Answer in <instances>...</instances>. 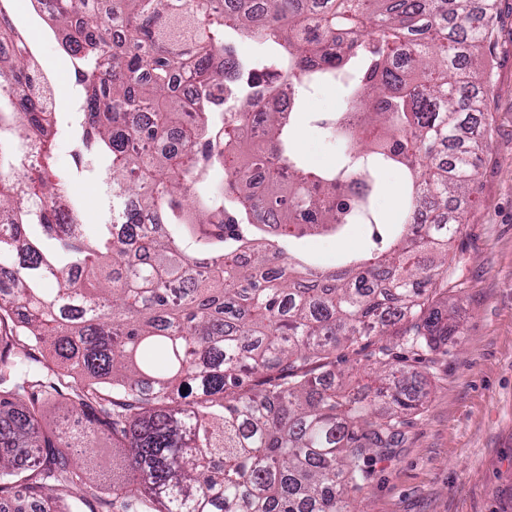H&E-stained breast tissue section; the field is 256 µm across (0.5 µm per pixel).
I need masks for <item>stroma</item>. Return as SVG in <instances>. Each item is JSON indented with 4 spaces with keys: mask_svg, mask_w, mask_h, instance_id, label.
<instances>
[{
    "mask_svg": "<svg viewBox=\"0 0 512 512\" xmlns=\"http://www.w3.org/2000/svg\"><path fill=\"white\" fill-rule=\"evenodd\" d=\"M17 29L60 89L52 164L76 170L68 122L81 88L60 37L36 0H8ZM489 64L477 89L488 100V148L475 200L452 244L460 334L419 363L427 397L399 448L374 460L358 495L367 512H512V0H496ZM298 149L316 165L342 157L340 138L302 124Z\"/></svg>",
    "mask_w": 512,
    "mask_h": 512,
    "instance_id": "35a3bbf8",
    "label": "stroma"
}]
</instances>
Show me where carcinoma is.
I'll list each match as a JSON object with an SVG mask.
<instances>
[{"label":"carcinoma","mask_w":512,"mask_h":512,"mask_svg":"<svg viewBox=\"0 0 512 512\" xmlns=\"http://www.w3.org/2000/svg\"><path fill=\"white\" fill-rule=\"evenodd\" d=\"M3 2L0 502L364 512L369 461L398 447L424 396L387 337L420 355L458 333L441 305L488 145L475 84L496 0H111L110 24L99 0H37L78 61L76 169L98 172L94 224L52 170L57 113ZM232 33L274 53L247 60ZM329 82L365 118L358 132L341 112L316 122L345 133L325 168L294 134L303 87ZM255 117L261 145L241 137ZM267 151L288 177L255 180ZM387 169L407 179L392 222L374 205ZM358 223L370 242L335 268L302 254ZM351 357L371 382L348 385L336 362ZM55 404L79 427L43 429ZM101 435L119 460L93 487Z\"/></svg>","instance_id":"carcinoma-1"}]
</instances>
